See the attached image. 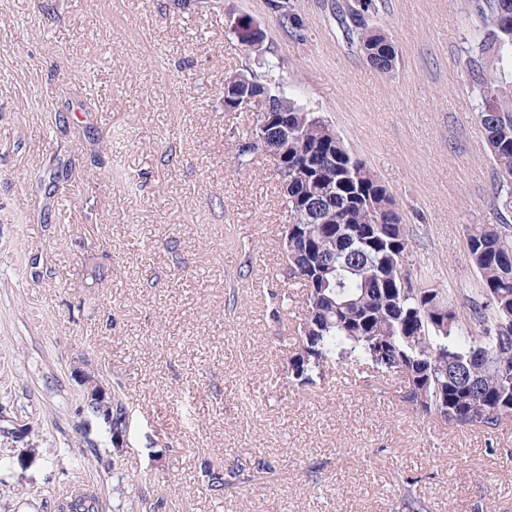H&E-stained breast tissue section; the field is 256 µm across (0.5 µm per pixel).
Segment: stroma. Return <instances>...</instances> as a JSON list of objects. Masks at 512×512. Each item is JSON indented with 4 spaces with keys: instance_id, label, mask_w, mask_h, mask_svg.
Wrapping results in <instances>:
<instances>
[{
    "instance_id": "stroma-1",
    "label": "stroma",
    "mask_w": 512,
    "mask_h": 512,
    "mask_svg": "<svg viewBox=\"0 0 512 512\" xmlns=\"http://www.w3.org/2000/svg\"><path fill=\"white\" fill-rule=\"evenodd\" d=\"M291 2L297 35L271 0H0V512H58L78 482L99 512H402L404 477L427 512H512V422L424 420L345 367L289 380L293 216L272 161H238L254 113L224 109L252 70L332 125L395 198L412 277L468 314L467 230L498 221L471 0H378L388 76L336 0ZM96 387L128 411L123 447ZM236 464L250 481L208 488ZM232 29L249 51L258 57L262 55L266 34L252 19L247 16H239L234 20Z\"/></svg>"
}]
</instances>
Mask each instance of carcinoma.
I'll return each mask as SVG.
<instances>
[{
    "label": "carcinoma",
    "mask_w": 512,
    "mask_h": 512,
    "mask_svg": "<svg viewBox=\"0 0 512 512\" xmlns=\"http://www.w3.org/2000/svg\"><path fill=\"white\" fill-rule=\"evenodd\" d=\"M378 10L376 0H358L339 14L347 37L373 54V67L393 72L398 53L392 41L370 23L357 20ZM474 41L465 67L479 87L481 105L474 119L481 127L494 164L500 223L474 224L467 234L468 255L477 279L469 317L461 316L447 292L401 284L397 271L408 258V235L399 212L384 210L388 191L378 175L355 157L341 138L336 151L310 136L315 113L290 98L277 101L288 112L298 138L288 152L305 157L315 147L331 152L323 167L335 201L313 206L312 216L293 214L311 224L314 240L325 241L315 255L328 288H305V317L297 328L287 364L307 361V380L316 383L334 365L363 367L398 380L395 397L416 416L445 424L495 432L512 419V81L502 64L512 63V0H474ZM254 135L238 144L239 162L250 163L262 149ZM359 164L349 175L350 162ZM478 325L469 332L465 321ZM112 428L126 429L123 402L108 401ZM403 512H426L415 480L402 481ZM59 512H98L96 498L79 495Z\"/></svg>",
    "instance_id": "carcinoma-1"
}]
</instances>
